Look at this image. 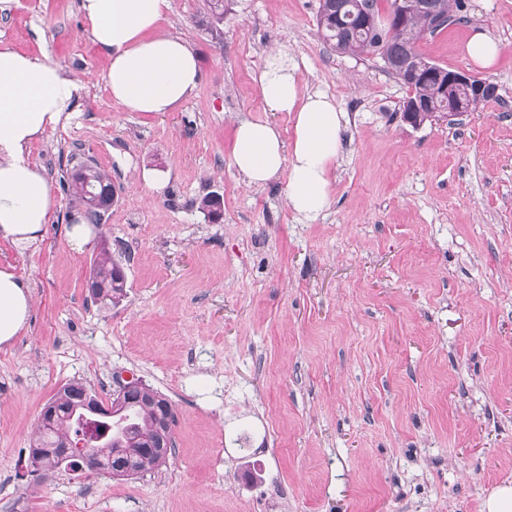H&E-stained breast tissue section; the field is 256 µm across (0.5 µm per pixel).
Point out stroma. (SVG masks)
I'll use <instances>...</instances> for the list:
<instances>
[{
	"label": "stroma",
	"mask_w": 512,
	"mask_h": 512,
	"mask_svg": "<svg viewBox=\"0 0 512 512\" xmlns=\"http://www.w3.org/2000/svg\"><path fill=\"white\" fill-rule=\"evenodd\" d=\"M462 2V22L417 49L470 73L466 42L487 32L502 54L475 72L499 99L417 128L380 60L319 38V0H224L217 37L202 0H172L165 28L201 77L163 114L113 100L79 0L0 12V43L81 86L30 147L49 223L25 246L0 239V266L34 297L24 334L0 347V512H485L512 487V0ZM280 47L302 91L347 117L331 203L313 220L289 209L286 178L251 188L231 161L239 120L292 136L258 90ZM82 163L121 192L79 248ZM213 192L216 221L198 207ZM102 245L126 281L105 304L86 286ZM130 380L172 403L166 466L30 476L40 412L64 385L107 403Z\"/></svg>",
	"instance_id": "1"
}]
</instances>
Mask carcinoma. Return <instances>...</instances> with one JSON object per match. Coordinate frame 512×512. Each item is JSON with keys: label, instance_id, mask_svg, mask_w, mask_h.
Here are the masks:
<instances>
[{"label": "carcinoma", "instance_id": "obj_1", "mask_svg": "<svg viewBox=\"0 0 512 512\" xmlns=\"http://www.w3.org/2000/svg\"><path fill=\"white\" fill-rule=\"evenodd\" d=\"M393 5L395 0H320L316 24L324 41L339 54L350 56H374L389 63L388 71L397 76L413 61H422L424 56L418 52L416 43L425 34H434L438 29H426L427 16L431 13L446 14L460 10V0H409L407 13L394 25L389 35L383 37L379 32L360 28L362 17L380 11L381 2ZM210 18V31L219 32V24L224 21V0H205ZM410 99L418 102L422 109L420 122L429 120L432 110L442 112L448 109V101H462L464 111H475L481 105L497 99V96H484L480 99L469 98V87L456 84L443 93L435 82L419 78L409 81ZM72 181L75 183L80 199L90 189L99 194L98 204L86 206L89 220L99 224L110 208L111 183L107 175L98 166L82 164L74 168ZM120 264L106 247L94 257L91 265L93 281V299L110 301L123 294L125 279L119 275ZM92 394L80 382L63 386L50 406L56 409L55 417L37 426L33 447L40 449L36 457L34 471H56L65 466L76 471L82 465L79 458H73L62 464L58 461V448H70L77 441L81 429L78 418L89 403ZM171 406V402L161 393L143 387L140 390L116 393L112 397L111 407L114 416L110 417L112 430L95 448L96 455L105 462L112 460L116 448H130L141 454L139 473H149L159 469L169 458V453H151L148 444L166 433L167 422L162 406Z\"/></svg>", "mask_w": 512, "mask_h": 512}]
</instances>
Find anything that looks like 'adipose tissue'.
I'll list each match as a JSON object with an SVG mask.
<instances>
[{
  "label": "adipose tissue",
  "instance_id": "obj_1",
  "mask_svg": "<svg viewBox=\"0 0 512 512\" xmlns=\"http://www.w3.org/2000/svg\"><path fill=\"white\" fill-rule=\"evenodd\" d=\"M79 10L92 43L109 61L104 79L112 97L127 111L171 112L197 88L194 52L162 29L171 0H79ZM297 69L287 51L274 50L258 77L266 109L290 116L291 140L273 123L244 120L235 127L231 159L251 187L286 176L289 208L312 220L330 204L346 115L328 95L302 92ZM78 91L58 64L0 45V238L28 244L49 222L50 185L28 150L60 122ZM31 306L21 277L0 267L1 346L24 333Z\"/></svg>",
  "mask_w": 512,
  "mask_h": 512
}]
</instances>
